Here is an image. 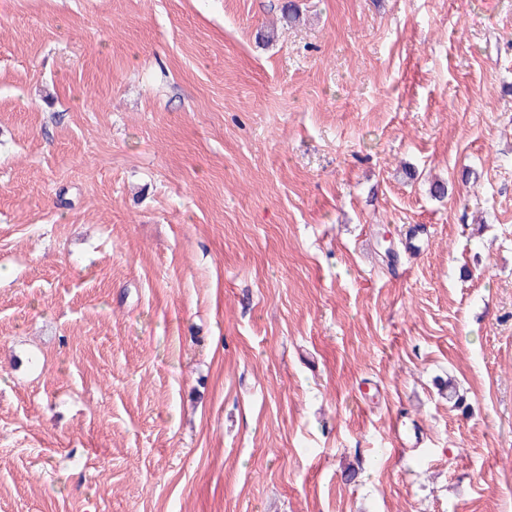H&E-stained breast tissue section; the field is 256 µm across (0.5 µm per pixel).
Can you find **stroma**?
Segmentation results:
<instances>
[{
	"label": "stroma",
	"mask_w": 512,
	"mask_h": 512,
	"mask_svg": "<svg viewBox=\"0 0 512 512\" xmlns=\"http://www.w3.org/2000/svg\"><path fill=\"white\" fill-rule=\"evenodd\" d=\"M295 2L0 0V512H512V0Z\"/></svg>",
	"instance_id": "obj_1"
}]
</instances>
